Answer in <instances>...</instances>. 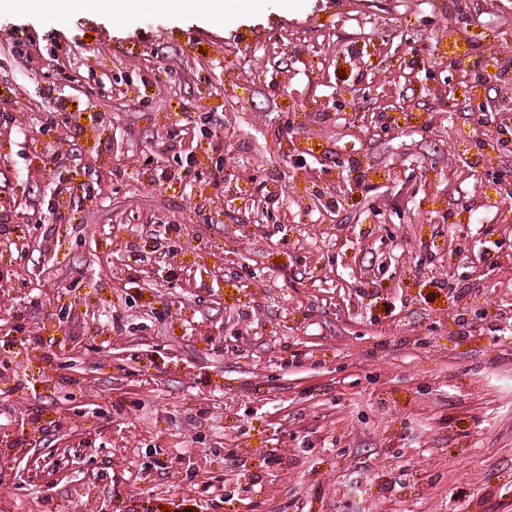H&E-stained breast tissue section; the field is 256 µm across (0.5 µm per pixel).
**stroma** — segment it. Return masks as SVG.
<instances>
[{
	"label": "stroma",
	"mask_w": 512,
	"mask_h": 512,
	"mask_svg": "<svg viewBox=\"0 0 512 512\" xmlns=\"http://www.w3.org/2000/svg\"><path fill=\"white\" fill-rule=\"evenodd\" d=\"M495 53L512 0L0 7V512H512ZM258 0H111L112 17L122 20L134 13L152 11V10H193L203 3L208 10L221 13L230 8L236 7L238 10H244L252 6L251 2ZM234 2V3H226Z\"/></svg>",
	"instance_id": "35a3bbf8"
}]
</instances>
